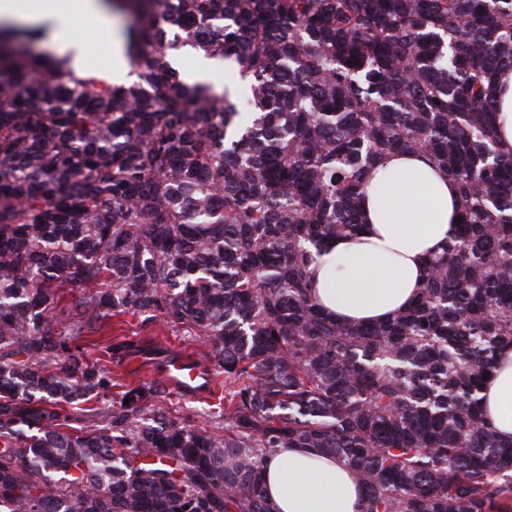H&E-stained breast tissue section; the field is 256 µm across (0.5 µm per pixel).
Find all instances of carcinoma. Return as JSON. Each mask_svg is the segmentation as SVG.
Masks as SVG:
<instances>
[{"instance_id":"obj_1","label":"carcinoma","mask_w":512,"mask_h":512,"mask_svg":"<svg viewBox=\"0 0 512 512\" xmlns=\"http://www.w3.org/2000/svg\"><path fill=\"white\" fill-rule=\"evenodd\" d=\"M109 2L120 85L0 23V512H275L279 448L344 462L361 512H512L478 397L512 347V0ZM185 49L235 90L185 83ZM396 153L456 183L460 230L409 310L341 322L310 268ZM127 315L203 340L222 433L80 360ZM496 123L501 148L512 150V68L500 71L496 77Z\"/></svg>"}]
</instances>
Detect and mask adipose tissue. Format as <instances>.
Wrapping results in <instances>:
<instances>
[{"label":"adipose tissue","mask_w":512,"mask_h":512,"mask_svg":"<svg viewBox=\"0 0 512 512\" xmlns=\"http://www.w3.org/2000/svg\"><path fill=\"white\" fill-rule=\"evenodd\" d=\"M46 28L61 54H79L82 26L126 75L124 49L104 0H0V19ZM457 186L419 154L387 157L367 178L363 225L354 238L332 242L312 266L318 302L342 321H382L412 303L428 260L457 231ZM482 405L495 432L512 439V348L497 358ZM266 492L277 512H360L361 496L339 460L283 448L265 462Z\"/></svg>","instance_id":"1"}]
</instances>
